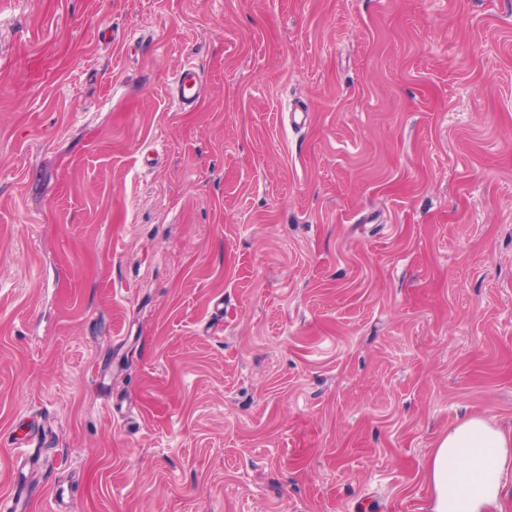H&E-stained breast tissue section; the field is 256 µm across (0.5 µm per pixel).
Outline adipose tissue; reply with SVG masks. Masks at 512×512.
Segmentation results:
<instances>
[{
  "instance_id": "ef3b65f1",
  "label": "adipose tissue",
  "mask_w": 512,
  "mask_h": 512,
  "mask_svg": "<svg viewBox=\"0 0 512 512\" xmlns=\"http://www.w3.org/2000/svg\"><path fill=\"white\" fill-rule=\"evenodd\" d=\"M512 475V432L486 418L459 417L428 457V512H498Z\"/></svg>"
}]
</instances>
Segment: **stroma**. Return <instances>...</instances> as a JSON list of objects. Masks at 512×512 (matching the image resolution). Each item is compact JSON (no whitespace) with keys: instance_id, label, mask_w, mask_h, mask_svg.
Masks as SVG:
<instances>
[{"instance_id":"35a3bbf8","label":"stroma","mask_w":512,"mask_h":512,"mask_svg":"<svg viewBox=\"0 0 512 512\" xmlns=\"http://www.w3.org/2000/svg\"><path fill=\"white\" fill-rule=\"evenodd\" d=\"M468 413L512 430V0H0V496L45 423L25 512H426ZM201 86L197 72L192 68H183L174 78L173 100L179 106L191 105L200 97Z\"/></svg>"}]
</instances>
